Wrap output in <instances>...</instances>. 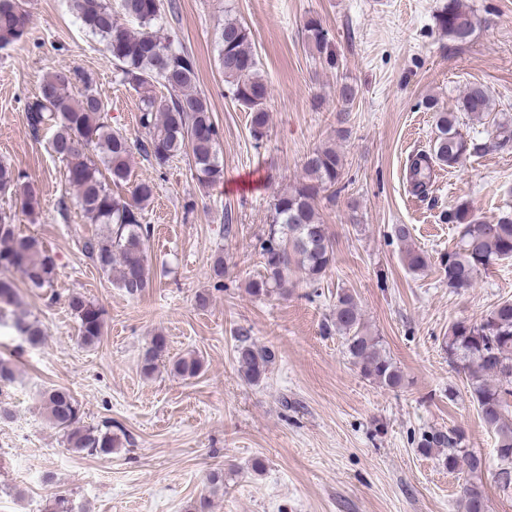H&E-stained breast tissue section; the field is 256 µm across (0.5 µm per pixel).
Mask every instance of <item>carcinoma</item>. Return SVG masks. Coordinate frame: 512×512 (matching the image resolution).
<instances>
[{
	"instance_id": "1",
	"label": "carcinoma",
	"mask_w": 512,
	"mask_h": 512,
	"mask_svg": "<svg viewBox=\"0 0 512 512\" xmlns=\"http://www.w3.org/2000/svg\"><path fill=\"white\" fill-rule=\"evenodd\" d=\"M69 8L82 27L99 39L115 62L122 84L140 98L139 122L145 137L132 139L127 133L104 121L107 102L95 89L92 75L81 69L50 70L42 79L38 94L24 106L26 125L38 139L48 131L52 154L67 168L69 184L76 190L84 213L106 232L83 242V250L105 273H116L118 287L134 296L150 285L145 243L151 226L144 223L145 209L156 194V184L133 178L131 157L138 153L152 166L162 170L178 157L187 158L202 187L224 179L219 160L221 132L207 100L196 89L197 63L188 51L176 46L174 35L164 32L166 14L161 0H68ZM137 23L129 29L118 23L116 14ZM32 18L25 0H0V50L26 38ZM439 29L457 43L470 39L476 21L462 0H446L436 15ZM308 40L334 68L336 56L328 52V32L319 20L305 23ZM217 51L224 83L234 100L249 112L250 133L260 142L269 125L267 99L269 88L260 74L259 58L251 46L248 29L225 20L217 34ZM164 89L167 94H160ZM421 105L435 113V137L427 150L416 153L407 170L409 191L427 195L435 167H455L467 156L489 149L486 142L463 135L457 113L480 118L493 109L488 89L470 83L457 100L456 110L439 106L434 97ZM101 153L95 160L89 147ZM343 159L333 144L323 145L307 156L303 177L292 189L274 200L271 223L259 242L263 272L248 283L256 297L288 293V272L297 266L308 282H319L334 259L333 241L324 224L319 206L323 198L333 199L341 182ZM129 186V198L114 195L112 187ZM0 193H9L19 201L21 212L30 214L36 203V190L20 171L0 162ZM447 221L456 225L458 240L441 257L439 265L448 289L457 291L472 285L477 275L502 260L512 258V212L495 223L475 218L465 203L447 213ZM410 231L405 224L392 227L391 238L405 244L402 261L408 270L418 272L430 263L428 254L408 244ZM22 272L33 288L52 286L56 263L42 242L16 232L13 218L0 214V267ZM68 306L79 322L80 340L94 345L104 327L103 309L80 294L68 299ZM331 325L344 340L346 354L361 375L387 388L403 386V375L383 347L381 338L367 330L358 302L352 293L336 295ZM16 332L31 345L43 342L45 330L36 320L17 319ZM166 348V339L155 336L146 350L141 370L152 376L157 360ZM444 350L469 382L472 399L477 403L485 424L496 435L498 485L512 487V301L492 307L480 320L457 321L448 328ZM236 360L245 379L260 383L274 361V354L241 336ZM202 361L184 355L172 363L177 376L192 378L202 370ZM41 406L49 423L63 433L68 451L106 457L125 447V435L112 431V424L87 425L80 403L64 388H49L41 393ZM418 450L438 455L449 472L463 469L470 474L482 470L485 460L466 443L458 429L432 430L421 435ZM465 512H485L483 485L467 479L461 487Z\"/></svg>"
}]
</instances>
